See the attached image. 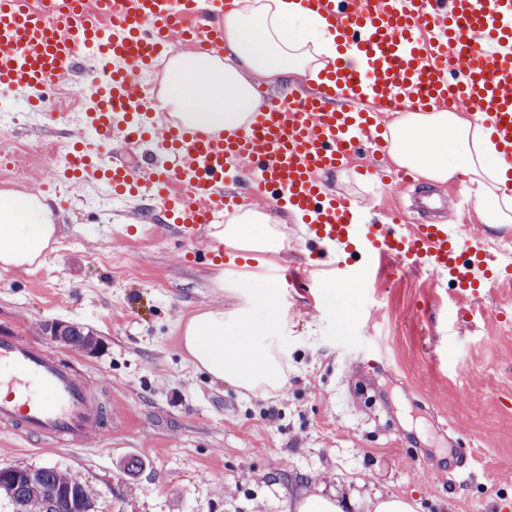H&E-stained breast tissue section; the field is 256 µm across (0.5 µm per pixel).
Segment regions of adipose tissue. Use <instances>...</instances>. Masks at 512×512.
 I'll return each mask as SVG.
<instances>
[{
    "mask_svg": "<svg viewBox=\"0 0 512 512\" xmlns=\"http://www.w3.org/2000/svg\"><path fill=\"white\" fill-rule=\"evenodd\" d=\"M223 52L175 54L160 93L163 108L192 129L233 131L244 127L260 100L246 79L254 73L291 90L296 76L317 79L339 56L320 15L296 0H234L224 16ZM392 163L427 183H460L474 198L480 223L512 229V168L502 164L489 134L470 115L436 109L403 112L388 127ZM273 218L250 211L216 231L225 247L277 255L285 238ZM58 215L49 200L32 193L0 191V267L31 268L54 243ZM240 274L222 286L236 304L192 315L182 345L189 362L211 378L248 392L280 391L288 380L286 355L270 327L276 291L254 279L241 290Z\"/></svg>",
    "mask_w": 512,
    "mask_h": 512,
    "instance_id": "1",
    "label": "adipose tissue"
}]
</instances>
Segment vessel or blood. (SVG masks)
I'll use <instances>...</instances> for the list:
<instances>
[{
  "label": "vessel or blood",
  "mask_w": 512,
  "mask_h": 512,
  "mask_svg": "<svg viewBox=\"0 0 512 512\" xmlns=\"http://www.w3.org/2000/svg\"><path fill=\"white\" fill-rule=\"evenodd\" d=\"M0 0V85L36 96L77 73L86 49L95 64L83 78L94 93L86 115L98 136L94 157L69 153L65 168L80 181L98 179L113 191L146 189L169 199L165 212L174 237L205 238L240 199L224 192L229 170L253 166L259 193L291 206L311 239L338 257L388 253L406 269L448 276L458 294L496 287L489 256L453 224H355L352 204L323 189L322 174L349 163L370 146L383 147L369 102L390 111L447 102L466 105L512 160V0H300L322 15L339 52L317 94L297 89L266 103L243 129L207 133L179 124L157 126L150 100L131 67L151 65L174 43L195 52L223 40L222 18L231 0ZM500 51L488 56L482 41ZM127 145L156 144L162 166L145 158L141 170L111 160L105 147L113 126ZM104 410L77 369L38 343L0 332V428L32 445L83 446ZM425 479L446 478L457 464L415 457Z\"/></svg>",
  "instance_id": "vessel-or-blood-1"
}]
</instances>
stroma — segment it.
Listing matches in <instances>:
<instances>
[{
    "instance_id": "obj_1",
    "label": "stroma",
    "mask_w": 512,
    "mask_h": 512,
    "mask_svg": "<svg viewBox=\"0 0 512 512\" xmlns=\"http://www.w3.org/2000/svg\"><path fill=\"white\" fill-rule=\"evenodd\" d=\"M58 89L38 108L31 92L0 87V152L25 163L50 141L67 155L84 108L67 99L68 84ZM370 161L360 155L322 182L364 223L386 224L424 186L360 175ZM0 190L54 198L61 222L39 266L0 269V330L73 365L110 411L79 449L0 433V468L66 469L99 512H293L300 490L321 483L349 497L344 512H366L377 491L416 512H512V285L465 300L447 278L392 258L356 260L318 282L306 267L322 247L289 213L285 247L265 271L288 383L262 397L196 370L181 342L188 317L230 306L216 280L243 258L216 262L171 237L147 200L113 199L94 181L70 191L49 160L12 178L0 169ZM433 190L446 200L436 220L479 235L475 208L457 204L459 184ZM54 322L89 329L97 349L56 343ZM452 437L467 444L468 472L424 483L414 451L447 459ZM132 457L143 463L134 474L123 468Z\"/></svg>"
}]
</instances>
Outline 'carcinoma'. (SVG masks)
<instances>
[{"instance_id": "obj_1", "label": "carcinoma", "mask_w": 512, "mask_h": 512, "mask_svg": "<svg viewBox=\"0 0 512 512\" xmlns=\"http://www.w3.org/2000/svg\"><path fill=\"white\" fill-rule=\"evenodd\" d=\"M67 346L86 349L91 346V332L75 324L62 332ZM17 475L0 486V498L11 512H68L66 497L79 504L80 512H94L81 480L56 466H15Z\"/></svg>"}]
</instances>
